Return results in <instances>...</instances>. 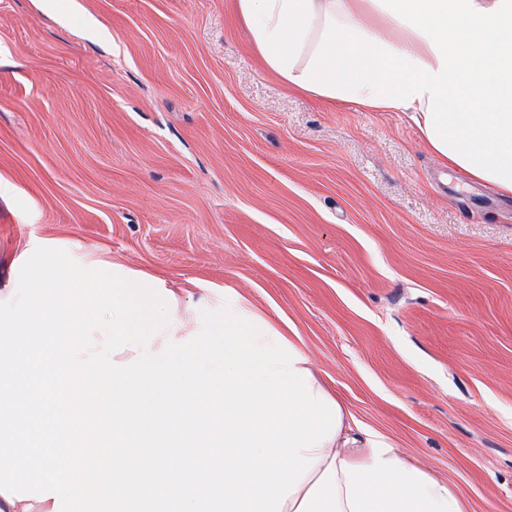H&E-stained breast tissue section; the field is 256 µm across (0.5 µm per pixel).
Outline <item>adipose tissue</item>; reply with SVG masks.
I'll list each match as a JSON object with an SVG mask.
<instances>
[{
    "label": "adipose tissue",
    "mask_w": 512,
    "mask_h": 512,
    "mask_svg": "<svg viewBox=\"0 0 512 512\" xmlns=\"http://www.w3.org/2000/svg\"><path fill=\"white\" fill-rule=\"evenodd\" d=\"M234 9L288 87L405 113L443 165L512 195V0ZM26 267L0 316V512H468L236 291L219 327L119 264Z\"/></svg>",
    "instance_id": "1"
}]
</instances>
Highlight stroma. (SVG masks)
<instances>
[{
    "label": "stroma",
    "mask_w": 512,
    "mask_h": 512,
    "mask_svg": "<svg viewBox=\"0 0 512 512\" xmlns=\"http://www.w3.org/2000/svg\"><path fill=\"white\" fill-rule=\"evenodd\" d=\"M69 248L277 314L362 424L512 512V195L289 90L232 0H0V298Z\"/></svg>",
    "instance_id": "obj_1"
}]
</instances>
